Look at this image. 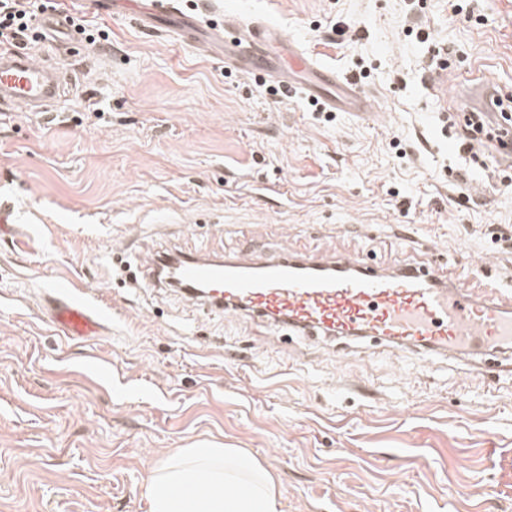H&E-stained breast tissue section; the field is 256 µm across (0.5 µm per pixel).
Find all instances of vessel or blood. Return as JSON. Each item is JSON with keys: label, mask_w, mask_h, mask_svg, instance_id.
<instances>
[{"label": "vessel or blood", "mask_w": 512, "mask_h": 512, "mask_svg": "<svg viewBox=\"0 0 512 512\" xmlns=\"http://www.w3.org/2000/svg\"><path fill=\"white\" fill-rule=\"evenodd\" d=\"M211 40L228 63L272 80L284 96L317 95L333 110L374 109L365 87L293 47L270 22L228 23L212 30ZM296 73L308 76V83L294 82ZM60 92L51 64L22 51L0 56V112H45ZM474 277L441 263L391 272L368 252L328 259L290 247L260 263L238 255L162 254L151 264L148 282L176 289L210 313H243L292 336L370 338L416 353L425 363L474 342L512 346V301L502 298L499 283L481 286ZM45 314L69 341L94 339L107 329L100 310L64 290L48 294Z\"/></svg>", "instance_id": "1"}]
</instances>
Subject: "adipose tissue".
Listing matches in <instances>:
<instances>
[{"label": "adipose tissue", "instance_id": "obj_1", "mask_svg": "<svg viewBox=\"0 0 512 512\" xmlns=\"http://www.w3.org/2000/svg\"><path fill=\"white\" fill-rule=\"evenodd\" d=\"M149 512H280L271 473L241 449L212 442L176 449L151 473Z\"/></svg>", "mask_w": 512, "mask_h": 512}]
</instances>
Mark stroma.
<instances>
[{
    "instance_id": "1",
    "label": "stroma",
    "mask_w": 512,
    "mask_h": 512,
    "mask_svg": "<svg viewBox=\"0 0 512 512\" xmlns=\"http://www.w3.org/2000/svg\"><path fill=\"white\" fill-rule=\"evenodd\" d=\"M145 32L64 0L79 34L29 42L63 96L0 112V512H148L139 493L175 449L239 448L274 476L282 512H512V373L470 355L297 336L203 314L130 283L155 252L486 267L512 278V169L456 146L448 116L485 80L512 88V0H173ZM270 17L377 112L310 99L182 44L179 15ZM448 54L445 101L428 92ZM402 234L397 248L386 238ZM110 331L77 343L40 299L58 283Z\"/></svg>"
}]
</instances>
